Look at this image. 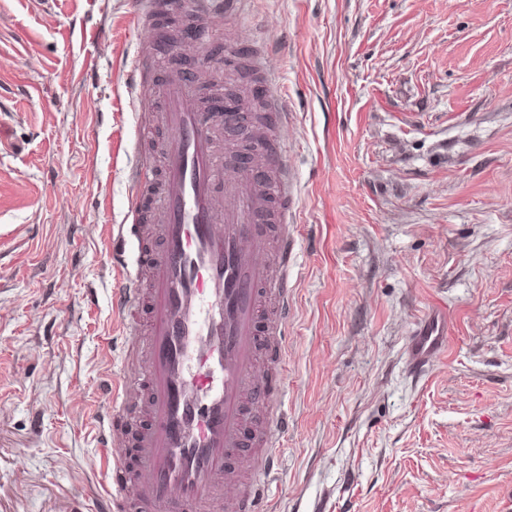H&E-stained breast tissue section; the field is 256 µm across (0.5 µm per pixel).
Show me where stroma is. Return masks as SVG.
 <instances>
[{
  "label": "stroma",
  "instance_id": "1",
  "mask_svg": "<svg viewBox=\"0 0 512 512\" xmlns=\"http://www.w3.org/2000/svg\"><path fill=\"white\" fill-rule=\"evenodd\" d=\"M295 180L272 512H512V0H248ZM140 0H0V512H93ZM448 348L407 341L433 308ZM448 344V317L432 311L417 322L408 341V361L416 372L427 370L434 358Z\"/></svg>",
  "mask_w": 512,
  "mask_h": 512
}]
</instances>
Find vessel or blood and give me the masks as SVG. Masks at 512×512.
Listing matches in <instances>:
<instances>
[{"label": "vessel or blood", "mask_w": 512, "mask_h": 512, "mask_svg": "<svg viewBox=\"0 0 512 512\" xmlns=\"http://www.w3.org/2000/svg\"><path fill=\"white\" fill-rule=\"evenodd\" d=\"M245 2L197 0L188 39L209 42L213 23L237 22ZM165 52L145 40L129 78L131 95L152 86L163 98L164 136L137 157L126 220L108 228L123 353L97 387V439L110 451L97 512H266L272 450L287 424L282 353L296 240L284 233L270 245L264 218L272 209L284 224L295 208L279 136L289 114L251 41L230 39L224 64L252 63L267 121L260 142L218 150V126L243 125L245 114L208 106L186 69L158 70ZM447 342V316L429 313L408 341L411 369L427 370ZM261 407L267 421L244 449Z\"/></svg>", "instance_id": "obj_1"}]
</instances>
